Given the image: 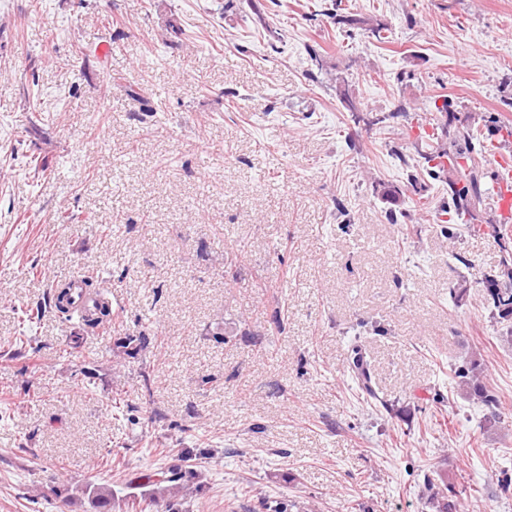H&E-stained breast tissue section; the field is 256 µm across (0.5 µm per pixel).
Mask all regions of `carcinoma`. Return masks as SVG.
Instances as JSON below:
<instances>
[{"label":"carcinoma","instance_id":"1","mask_svg":"<svg viewBox=\"0 0 512 512\" xmlns=\"http://www.w3.org/2000/svg\"><path fill=\"white\" fill-rule=\"evenodd\" d=\"M347 109L351 112L354 122H363L365 125L377 126L386 120L395 117L391 113L387 116H363L361 109L355 103L343 96ZM438 116L431 123L432 133L428 135L427 150L419 152V158L429 165L430 175H437V169L443 167L442 159L446 158L457 165L455 178L448 182V202L443 205L442 214L447 216L444 232L448 237L457 236L458 227L463 225L469 232H479L483 225L491 223L487 218L492 209L491 192L486 188V178H494L493 172L485 167L487 146L481 131L470 124L457 126L456 117L448 101L436 107ZM492 132L501 136L499 148L512 146V128L497 117L491 118ZM491 234L500 242L502 256L498 271L483 276L482 283L486 292V301L498 312L500 318H512V249L506 246L508 229L497 226ZM54 310L66 321L77 320L84 328L93 333L112 330V309L106 303L96 310L83 316L70 308L66 292H61L56 300H48ZM149 338L145 331L136 336L127 337L125 348L128 354L137 355L148 348ZM350 369L358 388L366 396L376 398L372 386L370 362L358 345L352 347ZM454 377L468 389L469 396L482 402L491 409L499 408V400L481 379V365L472 362L468 366H461L453 370ZM436 512H458L460 502L457 495L450 497H431Z\"/></svg>","mask_w":512,"mask_h":512}]
</instances>
